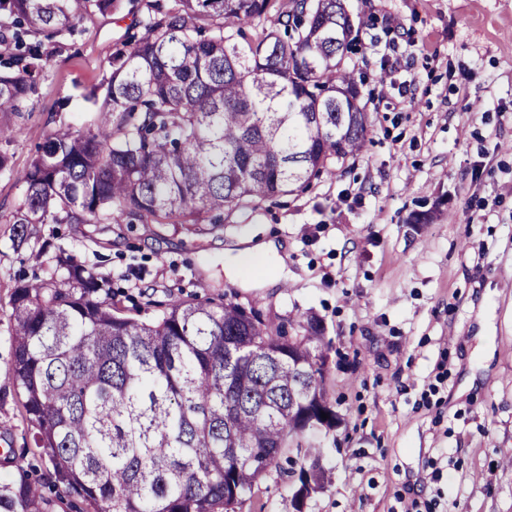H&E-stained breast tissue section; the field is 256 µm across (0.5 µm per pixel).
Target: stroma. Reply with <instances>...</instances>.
Here are the masks:
<instances>
[{"label": "stroma", "mask_w": 512, "mask_h": 512, "mask_svg": "<svg viewBox=\"0 0 512 512\" xmlns=\"http://www.w3.org/2000/svg\"><path fill=\"white\" fill-rule=\"evenodd\" d=\"M47 45L32 109L0 127L18 180L58 126L88 129V98L113 52L140 34L144 0ZM358 39L348 65L370 117L364 150L333 175L259 207L225 211L221 230L179 224H39L20 247L0 223V480L7 449L35 453L12 359L9 304L36 255L63 245L111 276L125 313L153 318L178 298L226 301L280 322L320 318L332 342L334 428L317 436L326 472L305 512H512V0H347ZM406 66L392 72L395 58ZM416 210L436 211L414 224ZM288 254L235 268L238 241ZM490 353L478 350L479 334ZM295 478L268 473L236 512H295Z\"/></svg>", "instance_id": "stroma-1"}]
</instances>
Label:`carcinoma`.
<instances>
[{
    "label": "carcinoma",
    "mask_w": 512,
    "mask_h": 512,
    "mask_svg": "<svg viewBox=\"0 0 512 512\" xmlns=\"http://www.w3.org/2000/svg\"><path fill=\"white\" fill-rule=\"evenodd\" d=\"M118 0H0V115L30 111L45 44ZM116 49L91 128L53 130L4 223L187 224L309 186L365 147L345 63V0H146ZM276 18L269 21L271 10ZM11 298L10 373L52 472L89 512H226L290 448L296 492L322 487L307 437L336 426L321 320L264 322L233 302L174 299L154 321L114 306L112 277L62 246ZM328 418H321V414ZM18 463L0 512H48Z\"/></svg>",
    "instance_id": "cac0c4a2"
}]
</instances>
